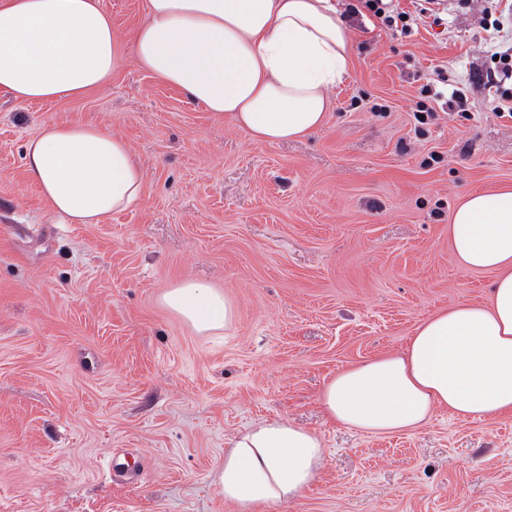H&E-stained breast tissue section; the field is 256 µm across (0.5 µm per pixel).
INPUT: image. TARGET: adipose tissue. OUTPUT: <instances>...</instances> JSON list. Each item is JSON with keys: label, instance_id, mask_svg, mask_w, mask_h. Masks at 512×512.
<instances>
[{"label": "adipose tissue", "instance_id": "obj_1", "mask_svg": "<svg viewBox=\"0 0 512 512\" xmlns=\"http://www.w3.org/2000/svg\"><path fill=\"white\" fill-rule=\"evenodd\" d=\"M351 38L333 0H145L120 39L102 0H0V93L21 105L104 87L123 49L139 68L262 143L305 138L332 109ZM28 177L52 213L96 224L139 201L129 144L104 127L47 123L25 148ZM461 265L495 274L489 305L458 304L419 324L405 353L342 369L325 384L327 417L363 432L415 429L440 407L467 419L512 412V185L465 195L448 226ZM166 307L200 333L232 325L223 293L194 280ZM315 432L274 418L240 433L216 481L238 512L287 503L315 480Z\"/></svg>", "mask_w": 512, "mask_h": 512}]
</instances>
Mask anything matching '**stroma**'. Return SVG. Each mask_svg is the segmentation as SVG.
Returning a JSON list of instances; mask_svg holds the SVG:
<instances>
[{
  "label": "stroma",
  "mask_w": 512,
  "mask_h": 512,
  "mask_svg": "<svg viewBox=\"0 0 512 512\" xmlns=\"http://www.w3.org/2000/svg\"><path fill=\"white\" fill-rule=\"evenodd\" d=\"M486 0H443L445 30L406 36L354 17L346 74L320 130L260 143L125 55L110 84L26 106L0 94V512H236L214 482L231 441L281 418L314 431V482L269 512H512V412L437 409L369 434L320 404L339 370L405 349L415 327L488 304L494 273L452 256L469 192L512 183V118L482 76ZM473 117L415 131L437 70ZM388 105L387 117L367 104ZM47 122L101 125L144 172L130 209L64 224L25 169ZM221 289L233 325L204 336L163 293Z\"/></svg>",
  "instance_id": "1"
}]
</instances>
